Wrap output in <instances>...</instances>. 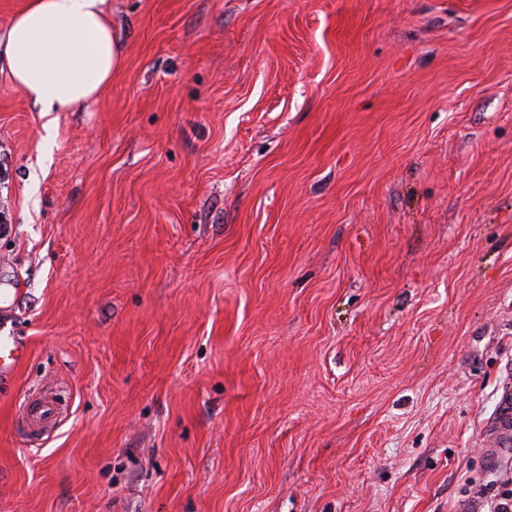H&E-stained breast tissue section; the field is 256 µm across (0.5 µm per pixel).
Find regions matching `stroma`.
I'll list each match as a JSON object with an SVG mask.
<instances>
[{"instance_id":"obj_1","label":"stroma","mask_w":512,"mask_h":512,"mask_svg":"<svg viewBox=\"0 0 512 512\" xmlns=\"http://www.w3.org/2000/svg\"><path fill=\"white\" fill-rule=\"evenodd\" d=\"M0 73V512H464L512 365V0H109ZM108 0H23L0 33L6 75L44 112H74L124 67ZM27 354L25 342L0 332V381L10 379Z\"/></svg>"}]
</instances>
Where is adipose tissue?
Wrapping results in <instances>:
<instances>
[{"label":"adipose tissue","mask_w":512,"mask_h":512,"mask_svg":"<svg viewBox=\"0 0 512 512\" xmlns=\"http://www.w3.org/2000/svg\"><path fill=\"white\" fill-rule=\"evenodd\" d=\"M0 60L46 112L82 109L124 67L108 0H23L0 33Z\"/></svg>","instance_id":"obj_1"}]
</instances>
